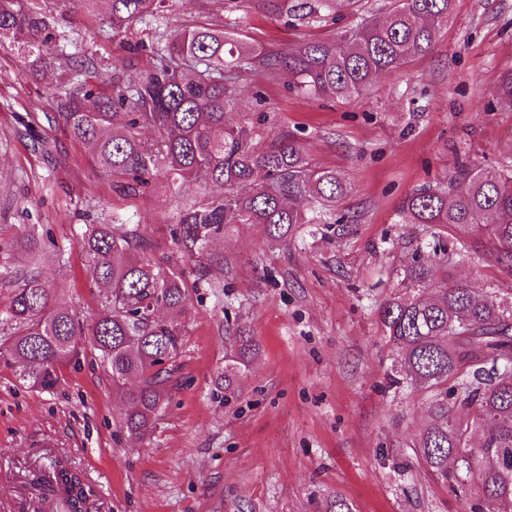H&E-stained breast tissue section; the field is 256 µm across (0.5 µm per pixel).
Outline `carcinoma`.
<instances>
[{
  "label": "carcinoma",
  "mask_w": 512,
  "mask_h": 512,
  "mask_svg": "<svg viewBox=\"0 0 512 512\" xmlns=\"http://www.w3.org/2000/svg\"><path fill=\"white\" fill-rule=\"evenodd\" d=\"M112 32L130 30L159 12L165 0H78L86 11L101 2ZM271 16L320 21L360 0H260ZM456 0H390L377 20L359 16L349 31L327 40L303 41L294 52L254 45L228 28H185L151 47L152 63L135 79L113 83L112 94L64 91L55 121L89 146L96 164L135 191L162 174L168 185H215L222 193L184 205L171 238L183 256L199 261L233 224H262L267 236L288 243L298 224H325L351 190L345 175L319 168L293 135L257 153L235 123L236 76L255 71L303 97L354 100L386 73L429 53L454 18ZM57 40L48 15L28 0H0V44L7 41L31 60L32 72L52 63ZM493 107L512 111V70L496 86ZM142 127L157 133L152 142ZM400 224H430L433 255L412 259L403 272L405 291L379 307L388 343L401 356L398 376L413 388L434 389L430 420L414 450L430 473L471 512H500L512 504V300L498 302L456 281L453 267L480 253L495 257L512 276V172L461 163L448 180L413 189L398 210ZM93 279L104 289L102 310L90 325L75 318L60 288L40 271L46 243L36 227L15 236L12 255L25 265L8 277L9 306L0 322V362L16 381L53 389L60 369L77 363L86 347L98 352L125 403L121 429L142 437L170 395L183 332L158 320V308L181 312L190 288L184 270L164 268L144 254L139 229L93 224L84 235ZM435 289L431 297L424 290ZM226 356L224 392L237 391L256 353L246 330ZM131 379L134 388L127 387ZM54 478L41 483L60 495L65 512H83V479L53 464ZM316 512H352L338 494Z\"/></svg>",
  "instance_id": "cac0c4a2"
}]
</instances>
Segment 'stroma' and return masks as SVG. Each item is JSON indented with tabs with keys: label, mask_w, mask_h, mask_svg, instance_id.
Masks as SVG:
<instances>
[{
	"label": "stroma",
	"mask_w": 512,
	"mask_h": 512,
	"mask_svg": "<svg viewBox=\"0 0 512 512\" xmlns=\"http://www.w3.org/2000/svg\"><path fill=\"white\" fill-rule=\"evenodd\" d=\"M58 46L92 73L78 84L110 89L149 63L129 45L184 28L236 23L244 40L287 52L349 27L355 16L292 24L257 0H166L161 12L113 34L105 9L47 0ZM512 69V0H456L433 51L375 80L347 102L306 99L257 73L237 80L235 121L265 151L294 133L319 167L343 172L351 190L336 205L347 224H302L288 244L259 224L226 231L223 265L199 277L181 261L170 226L209 192L170 193L161 177L128 193L89 148L54 122L59 68L33 78L17 49L0 46V247L25 227L49 231L45 278L91 323L102 294L91 284L84 234L91 224H136L154 260L199 281L178 321L184 344L170 398L143 437L119 428L124 408L93 350L63 367L50 391L19 385L0 363V512H34L30 483L45 462L80 472L89 512H310L312 497L341 495L353 512H467L411 445L434 393L391 384L399 358L379 321L405 267L431 242L428 224H401L414 188L446 180L460 162L512 163V112L491 108ZM458 279L502 299L512 277L494 257L460 264ZM259 353L235 398L224 397V356L239 329Z\"/></svg>",
	"instance_id": "35a3bbf8"
}]
</instances>
